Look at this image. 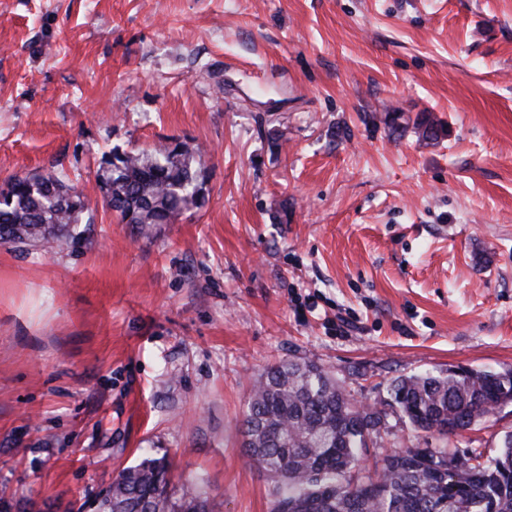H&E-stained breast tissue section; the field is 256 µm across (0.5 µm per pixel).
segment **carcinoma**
<instances>
[{
	"label": "carcinoma",
	"instance_id": "1",
	"mask_svg": "<svg viewBox=\"0 0 512 512\" xmlns=\"http://www.w3.org/2000/svg\"><path fill=\"white\" fill-rule=\"evenodd\" d=\"M197 147L167 143L102 157L95 181L104 205L148 237L205 203ZM88 196L55 174L15 175L0 184V245L46 251L89 243ZM391 407L413 428L465 430L512 403V368L456 367L399 377ZM381 412L355 401L320 365L288 360L252 385L243 419L249 464L276 479L274 512H512V432L495 455L467 449L392 450L370 465ZM169 464L146 458L119 473L98 512H214L198 485L170 489Z\"/></svg>",
	"mask_w": 512,
	"mask_h": 512
}]
</instances>
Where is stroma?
<instances>
[{"label": "stroma", "mask_w": 512, "mask_h": 512, "mask_svg": "<svg viewBox=\"0 0 512 512\" xmlns=\"http://www.w3.org/2000/svg\"><path fill=\"white\" fill-rule=\"evenodd\" d=\"M173 139L206 203L147 239L95 173ZM49 172L95 224L0 246L11 512H96L147 454L271 512L242 423L279 360L387 410L378 453L512 431V404L448 436L387 409L398 377L512 367V0H0V182Z\"/></svg>", "instance_id": "35a3bbf8"}]
</instances>
